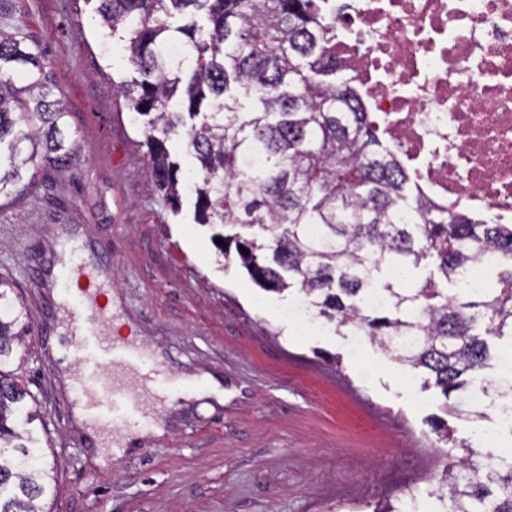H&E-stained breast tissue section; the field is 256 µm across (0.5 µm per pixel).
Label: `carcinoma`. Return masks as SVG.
Listing matches in <instances>:
<instances>
[{"instance_id":"cac0c4a2","label":"carcinoma","mask_w":512,"mask_h":512,"mask_svg":"<svg viewBox=\"0 0 512 512\" xmlns=\"http://www.w3.org/2000/svg\"><path fill=\"white\" fill-rule=\"evenodd\" d=\"M97 2L102 27L125 41L136 77L121 92L173 211L191 192L195 223L230 229L218 234L223 257L266 290L297 291L336 330L363 331L455 411L450 397L492 367L487 336L512 337V225L419 195L351 80H336L317 0ZM65 117L39 52L19 31L0 35V198L20 192L39 159L68 167ZM175 137L195 160L190 176L171 159ZM485 262L494 282L463 300L462 269ZM10 292L0 277V512H48L54 468L19 427L39 414L10 370L32 326ZM373 292L382 305L367 304ZM482 391L512 401V380ZM432 431L448 463L429 497L444 512H512V462L457 439L442 417Z\"/></svg>"}]
</instances>
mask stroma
Listing matches in <instances>:
<instances>
[{"mask_svg":"<svg viewBox=\"0 0 512 512\" xmlns=\"http://www.w3.org/2000/svg\"><path fill=\"white\" fill-rule=\"evenodd\" d=\"M96 0H0V34L23 29L66 112L77 155L38 165L28 188L0 200V275L32 326L11 365L43 413L34 427L56 464L49 512H371L428 491L446 460L429 420L443 400L366 336L322 326L301 334L295 298L264 291L219 256L210 227L173 212L148 174L142 136L117 88L134 72L106 37ZM100 267L119 297L91 331L138 337L165 373L137 395L163 435L129 439L78 421L69 371L107 377L81 347L66 361L67 272ZM167 400L158 407L157 397ZM457 438L497 453L500 408L456 396Z\"/></svg>","mask_w":512,"mask_h":512,"instance_id":"1","label":"stroma"}]
</instances>
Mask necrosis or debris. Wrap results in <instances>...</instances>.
Wrapping results in <instances>:
<instances>
[{"mask_svg":"<svg viewBox=\"0 0 512 512\" xmlns=\"http://www.w3.org/2000/svg\"><path fill=\"white\" fill-rule=\"evenodd\" d=\"M329 52L420 192L512 222V0H321Z\"/></svg>","mask_w":512,"mask_h":512,"instance_id":"obj_1","label":"necrosis or debris"}]
</instances>
